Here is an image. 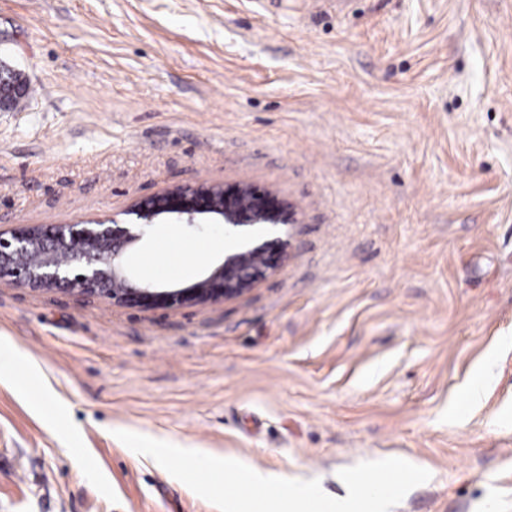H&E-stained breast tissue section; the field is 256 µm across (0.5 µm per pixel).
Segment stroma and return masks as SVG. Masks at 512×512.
Segmentation results:
<instances>
[{
  "label": "stroma",
  "instance_id": "1",
  "mask_svg": "<svg viewBox=\"0 0 512 512\" xmlns=\"http://www.w3.org/2000/svg\"><path fill=\"white\" fill-rule=\"evenodd\" d=\"M0 229L199 184L290 217L242 295L116 306L0 281V512H217L115 436L319 479L399 457L392 512H512V0H0ZM155 230L139 282L190 240ZM54 407L43 406V389ZM6 65H0V111L11 109L23 94L21 79Z\"/></svg>",
  "mask_w": 512,
  "mask_h": 512
}]
</instances>
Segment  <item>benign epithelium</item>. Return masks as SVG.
<instances>
[{"label": "benign epithelium", "instance_id": "benign-epithelium-1", "mask_svg": "<svg viewBox=\"0 0 512 512\" xmlns=\"http://www.w3.org/2000/svg\"><path fill=\"white\" fill-rule=\"evenodd\" d=\"M23 94L17 73L0 65V111L11 109ZM266 204L242 189L228 202L218 185H198L171 190L161 197L141 201L127 211L124 224H58L47 230L22 226L0 230V279L19 288L63 289L87 298L108 300L120 306L176 308L204 304L243 293L273 269V250L285 252L287 242L276 239L245 240L238 252L214 265L186 288H157L131 281L125 252L146 238L154 220L165 215L194 230L220 227L226 237H238L242 228L267 219Z\"/></svg>", "mask_w": 512, "mask_h": 512}]
</instances>
